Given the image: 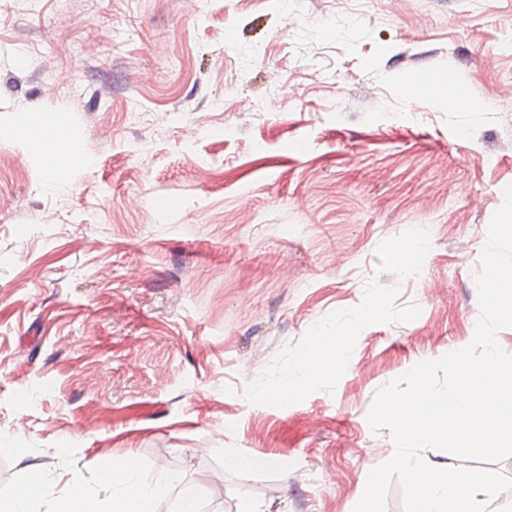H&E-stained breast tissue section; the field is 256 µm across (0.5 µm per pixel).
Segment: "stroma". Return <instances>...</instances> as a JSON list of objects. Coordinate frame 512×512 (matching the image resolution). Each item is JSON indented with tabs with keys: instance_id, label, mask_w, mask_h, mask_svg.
I'll list each match as a JSON object with an SVG mask.
<instances>
[{
	"instance_id": "stroma-1",
	"label": "stroma",
	"mask_w": 512,
	"mask_h": 512,
	"mask_svg": "<svg viewBox=\"0 0 512 512\" xmlns=\"http://www.w3.org/2000/svg\"><path fill=\"white\" fill-rule=\"evenodd\" d=\"M0 163V495L126 456L201 512H353L377 390L474 339L512 0H0ZM318 336L342 363L263 394ZM23 137L44 145V157L55 167L54 182L61 183L64 170L71 165L72 157L62 149L65 135L50 117H40L35 125L24 126L19 131Z\"/></svg>"
}]
</instances>
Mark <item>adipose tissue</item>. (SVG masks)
Returning <instances> with one entry per match:
<instances>
[{"mask_svg": "<svg viewBox=\"0 0 512 512\" xmlns=\"http://www.w3.org/2000/svg\"><path fill=\"white\" fill-rule=\"evenodd\" d=\"M20 133L43 144L44 154L52 161L56 174H63L70 166L72 158L62 148L65 135L52 118L40 117L35 125L21 128ZM333 357L324 341H316L297 357L281 384L282 389L291 394L300 392L324 375ZM94 482L110 490V512H158L159 502L165 499L172 500V512H199L200 492L195 484L169 476L144 484L135 465L125 457L117 464L93 469L91 476L73 475L67 492L55 502L52 512H100L99 501L90 489ZM47 483L46 475L32 473L8 497H0V512H33L45 496Z\"/></svg>", "mask_w": 512, "mask_h": 512, "instance_id": "ef3b65f1", "label": "adipose tissue"}]
</instances>
